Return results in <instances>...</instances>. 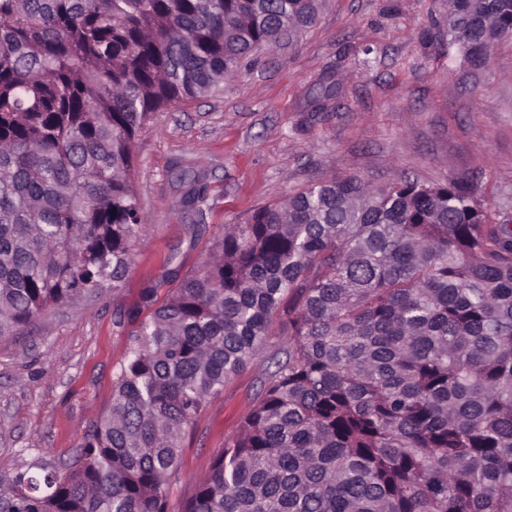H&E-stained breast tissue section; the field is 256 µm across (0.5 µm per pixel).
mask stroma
<instances>
[{
	"mask_svg": "<svg viewBox=\"0 0 512 512\" xmlns=\"http://www.w3.org/2000/svg\"><path fill=\"white\" fill-rule=\"evenodd\" d=\"M445 0H322L292 44L242 61L213 96L153 113L133 151L134 188L149 225L117 290L50 311L0 339V467L62 470L112 400L128 334L187 273L208 239L255 207L334 178L385 185L473 177L495 220L512 221V41L487 68L461 69L448 46ZM338 87L327 110L312 100ZM201 210L182 196L192 182ZM251 364L197 415L182 442L168 512H181L259 388Z\"/></svg>",
	"mask_w": 512,
	"mask_h": 512,
	"instance_id": "obj_1",
	"label": "stroma"
}]
</instances>
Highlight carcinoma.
Segmentation results:
<instances>
[{
    "label": "carcinoma",
    "mask_w": 512,
    "mask_h": 512,
    "mask_svg": "<svg viewBox=\"0 0 512 512\" xmlns=\"http://www.w3.org/2000/svg\"><path fill=\"white\" fill-rule=\"evenodd\" d=\"M319 4L0 0L1 339L121 286L146 229L137 132ZM447 7L466 68L512 40V0ZM153 295L81 452L62 475L0 468V512H168L187 428L259 355L182 512H512V224L467 180L310 185Z\"/></svg>",
    "instance_id": "cac0c4a2"
}]
</instances>
